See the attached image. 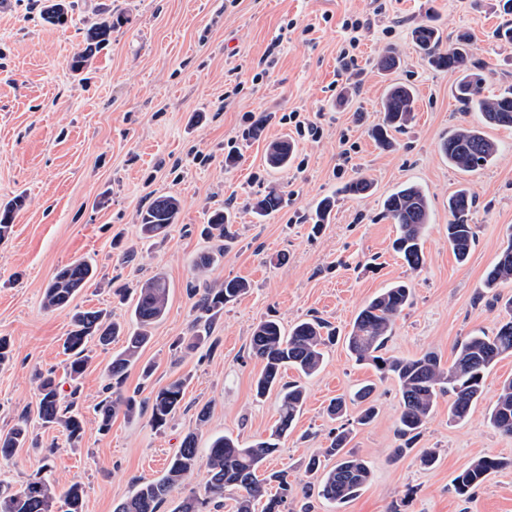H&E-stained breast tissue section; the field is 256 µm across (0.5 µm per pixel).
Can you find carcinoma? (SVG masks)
<instances>
[{
  "label": "carcinoma",
  "mask_w": 512,
  "mask_h": 512,
  "mask_svg": "<svg viewBox=\"0 0 512 512\" xmlns=\"http://www.w3.org/2000/svg\"><path fill=\"white\" fill-rule=\"evenodd\" d=\"M43 18L53 25L68 22L65 0H45ZM112 21L104 18L87 30V46L76 53L69 62L70 70L80 73L88 64L101 43L108 40ZM413 38L417 47L438 69L458 73L456 94L467 108H476L485 126L512 127V88L495 97L482 95V78L474 72L475 63L458 48L469 40L466 34L456 37V44L441 49L442 36L430 25L415 28ZM414 91L407 85H395L388 89L382 100L384 123L373 133L383 148L391 146L389 131L405 126L414 112ZM448 162L462 170H470L491 162L498 153V146L478 126L457 128L441 145ZM293 148L290 142L280 140L269 145L266 160L270 167L281 168L291 162ZM280 197L270 190L258 199L253 209L265 215L277 208ZM24 199L17 197L0 205V241L7 239L13 228L14 213L23 206ZM385 214L399 226V236L394 249L412 269L424 265L425 255L422 237L429 222V204L424 192L415 185H406L389 195L383 202ZM473 198L460 189L448 198V243L457 259L467 258L475 238V225L471 224ZM180 202L173 195L157 196L140 213V233L145 237L166 236L175 223ZM206 233L220 242L218 250H224L222 242L233 237L229 216L222 210L213 212ZM91 267L83 261H74L62 269L46 289L45 307L57 309L67 306L75 293L92 278ZM512 281V242L501 253L498 261L486 275V287L498 288ZM248 290L243 280H226L218 288L204 287L197 291L194 321V344L205 339L210 319L224 309V305L236 300ZM411 297V288L397 283L371 299L357 314L346 344L358 362H371L379 369L393 374L401 393V413L398 419V436L404 447H410L417 439L427 419L434 411L437 398L446 393L451 396L448 417L453 421L466 420L483 391L485 375L499 359L512 355V301L508 303L511 318L501 323L489 336L483 332L466 337L455 348L450 365L441 362L433 352L418 358H384L378 355L390 335L394 318L404 309ZM168 302V286L164 278L155 276L136 289L133 316L137 330L125 337L124 347L112 358L111 376L114 380L112 395L101 401L100 428H109L113 416L120 411L126 416L137 410L136 400L122 394L121 388L127 369L135 364L143 347L149 342L150 327L165 314ZM324 325L317 320L302 321L285 331L273 320L259 322L252 333V354L263 363L256 381L257 395L265 396L280 384L282 369L292 367L304 376L317 373L323 363L322 334ZM121 327L99 310L77 312L73 316L72 329L63 342L68 356L67 374L73 383L71 396L79 392L78 380L89 362L87 342L95 338L108 346L119 335ZM40 396L38 412L42 424H61L71 441H79L84 434V421L73 407L76 401L61 406L59 385L52 374L37 377ZM184 382L176 380L161 389L153 398L151 419L161 427L176 412L183 398ZM305 391L297 384L282 386L279 418L270 436L252 445H244L230 436L212 441L206 452L197 446L195 433H188L171 458L163 475L154 480L138 481L132 493L121 500L114 512H161L172 488L184 484L200 466L207 468L209 480L205 493L183 498L171 512H211L221 507L224 489L234 486L240 494L235 499V512H288V499L294 487L288 481V473L277 472L259 478L265 460L278 450V441L291 428L299 414ZM487 421L491 427L512 434V379L503 382L498 397L491 407ZM349 429H337L326 455L336 458V464L323 472L319 494L328 500L345 503L355 498L368 484L371 471L367 462L344 451ZM28 440V421L21 417L7 432L0 434V460L11 461L16 450ZM502 462L494 456H481L463 469L454 479L455 491L465 495L479 486L489 474L500 468ZM277 483L276 493L265 497V484ZM62 500L64 512H83V489L78 483L71 484L62 495H57L52 485L42 477L31 478L15 491L0 494V512H57V500Z\"/></svg>",
  "instance_id": "carcinoma-1"
}]
</instances>
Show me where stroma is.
<instances>
[{"instance_id": "stroma-1", "label": "stroma", "mask_w": 512, "mask_h": 512, "mask_svg": "<svg viewBox=\"0 0 512 512\" xmlns=\"http://www.w3.org/2000/svg\"><path fill=\"white\" fill-rule=\"evenodd\" d=\"M69 22L54 27L40 16L41 0H0V205L24 195L12 233L0 242V336L12 358L0 366V432L22 415L38 447L18 449L0 463V487L18 488L41 467L40 446H55L46 469L58 489L80 483L84 512H113L135 483L160 476L183 437L196 433L199 448L228 435L250 444L265 438L278 419L280 398H256L263 369L249 348L256 324L273 319L290 329L303 319L325 323L338 339L328 345L322 369L301 380L306 398L292 430L263 465L284 471L295 486L289 512H512V435L487 423L512 355L488 374L470 417L448 420L441 396L413 447L400 449L399 386L390 375L350 355L342 338L373 297L405 282L413 290L396 317L383 357L413 358L436 352L443 363L466 336L494 334L512 300V283L489 290L484 279L512 239V127L488 126L498 145L495 160L467 172L441 151L448 134L479 125L480 114L454 97L457 75L432 67L413 41L421 23L435 25L444 43L467 31L466 51L482 67L484 95L512 87V44L498 41L504 21L499 0H69ZM114 27L109 42L81 75L68 63L84 47L87 28L103 18ZM371 21L358 49H350L344 21ZM393 51L397 69L379 71ZM350 65H343L344 52ZM404 83L415 92L412 121L380 148L371 130L382 124L383 95ZM297 111L318 123V139L299 138L282 124ZM294 146L288 168L267 166L268 146ZM237 163L228 168L226 156ZM371 192L344 193L356 178ZM419 186L429 201L423 237L425 264L410 270L392 249L399 227L383 215V201L400 187ZM278 189L282 204L265 216L253 199ZM467 189L475 201V241L465 261L448 243V198ZM160 193L180 201L164 238L141 239L139 214ZM335 205L324 224L316 207ZM232 217L233 240L224 253L201 234L211 211ZM135 249L133 262L123 260ZM213 254L205 278L198 258ZM77 259L93 278L67 307L49 310L44 293L57 273ZM168 285L165 315L155 323L122 385L141 408L116 415L99 428L95 405L106 395L113 353L89 342L91 360L80 380L77 409L85 421L78 445L61 426L37 418L34 374L63 376L62 343L75 311L98 308L131 323L132 302L112 290L153 276ZM243 279L248 292L212 321L207 340L184 350L196 317L192 287ZM151 366L143 377V366ZM185 382L179 408L163 427L151 421L156 393ZM374 387L375 417L358 424L353 392ZM345 398L336 418L330 403ZM352 431L350 451L365 459L369 483L347 503L318 494L306 464L326 456L339 425ZM434 464H425L426 456ZM492 455L502 466L470 494L458 495L454 477L475 459Z\"/></svg>"}]
</instances>
